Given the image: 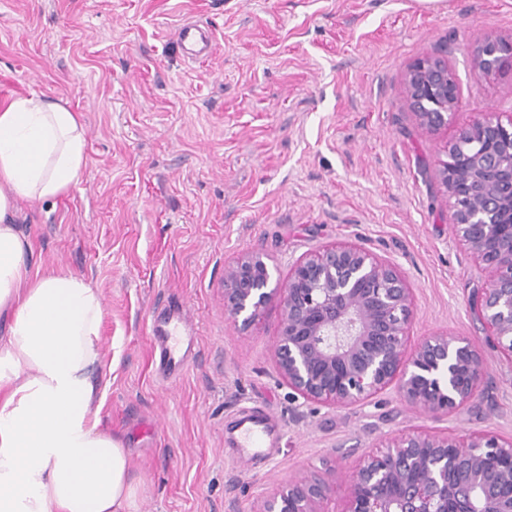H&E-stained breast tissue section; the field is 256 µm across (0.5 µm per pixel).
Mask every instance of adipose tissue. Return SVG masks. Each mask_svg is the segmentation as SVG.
Segmentation results:
<instances>
[{
	"label": "adipose tissue",
	"instance_id": "ef3b65f1",
	"mask_svg": "<svg viewBox=\"0 0 512 512\" xmlns=\"http://www.w3.org/2000/svg\"><path fill=\"white\" fill-rule=\"evenodd\" d=\"M85 126L37 94L0 104V512H135L123 440L102 427V294L67 271L37 273L16 224L22 201L67 193Z\"/></svg>",
	"mask_w": 512,
	"mask_h": 512
}]
</instances>
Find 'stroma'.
<instances>
[{
  "instance_id": "obj_1",
  "label": "stroma",
  "mask_w": 512,
  "mask_h": 512,
  "mask_svg": "<svg viewBox=\"0 0 512 512\" xmlns=\"http://www.w3.org/2000/svg\"><path fill=\"white\" fill-rule=\"evenodd\" d=\"M193 19L213 55L182 59ZM512 36V0H0V100L35 93L80 112L86 164L70 192L18 205L31 265L81 275L104 297V426L120 435L136 512H254L275 486L352 471L402 431L512 440V358L471 312L489 272L451 229L431 180L440 152L482 112L512 113V74L485 79L469 52ZM444 53L458 104L421 132L404 93L420 58ZM357 243L413 290L411 342L438 332L480 351L472 402L411 410L395 387L345 409L294 395L274 349L281 309L250 327L224 312V269L263 255L272 282L327 245ZM178 304L197 344L159 381L154 308ZM287 425L278 455L246 464L224 442L241 410Z\"/></svg>"
}]
</instances>
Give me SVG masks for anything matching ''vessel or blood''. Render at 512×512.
<instances>
[{"label":"vessel or blood","instance_id":"obj_1","mask_svg":"<svg viewBox=\"0 0 512 512\" xmlns=\"http://www.w3.org/2000/svg\"><path fill=\"white\" fill-rule=\"evenodd\" d=\"M174 41L184 57L193 61L212 54L214 34L198 23L185 21L175 30ZM150 336L156 371L161 378L178 376L189 367L195 334L182 308L170 305L153 314ZM285 431L281 419L253 407L238 413L227 441L244 462L268 461L273 459Z\"/></svg>","mask_w":512,"mask_h":512}]
</instances>
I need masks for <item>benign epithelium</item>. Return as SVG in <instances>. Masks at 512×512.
<instances>
[{
	"label": "benign epithelium",
	"mask_w": 512,
	"mask_h": 512,
	"mask_svg": "<svg viewBox=\"0 0 512 512\" xmlns=\"http://www.w3.org/2000/svg\"><path fill=\"white\" fill-rule=\"evenodd\" d=\"M472 62L489 77L511 72L512 38L487 39ZM454 83L446 58L407 68L404 90L420 130L448 124ZM444 153L435 179L453 200V231L491 273L469 307L486 337L512 357V113L505 122L482 113ZM269 281L257 253L225 268V313L249 326L279 303L277 369L303 399L346 408L395 384L407 406L439 415L473 398L484 374L480 353L446 333L409 344L413 294L393 263L360 245L325 246L299 258L286 282L271 288ZM340 484L342 512H512V498L498 493L512 484V441L408 429L345 476L326 469L277 486L254 512H332Z\"/></svg>",
	"instance_id": "obj_1"
}]
</instances>
